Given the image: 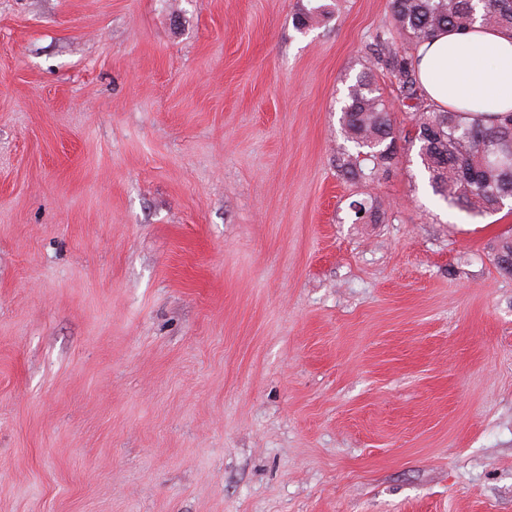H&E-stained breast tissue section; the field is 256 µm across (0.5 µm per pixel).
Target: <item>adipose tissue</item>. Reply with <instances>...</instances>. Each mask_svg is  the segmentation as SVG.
Listing matches in <instances>:
<instances>
[{"instance_id": "adipose-tissue-1", "label": "adipose tissue", "mask_w": 512, "mask_h": 512, "mask_svg": "<svg viewBox=\"0 0 512 512\" xmlns=\"http://www.w3.org/2000/svg\"><path fill=\"white\" fill-rule=\"evenodd\" d=\"M418 79L435 104L491 119L512 111V32H442L416 52Z\"/></svg>"}]
</instances>
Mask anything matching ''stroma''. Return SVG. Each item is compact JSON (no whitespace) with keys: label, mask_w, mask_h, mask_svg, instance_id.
Listing matches in <instances>:
<instances>
[{"label":"stroma","mask_w":512,"mask_h":512,"mask_svg":"<svg viewBox=\"0 0 512 512\" xmlns=\"http://www.w3.org/2000/svg\"><path fill=\"white\" fill-rule=\"evenodd\" d=\"M301 6L0 0V512H512V210L354 223ZM494 263L505 274L512 275V233L502 236L496 243Z\"/></svg>","instance_id":"35a3bbf8"}]
</instances>
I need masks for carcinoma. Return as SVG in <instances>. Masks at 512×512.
<instances>
[{"label": "carcinoma", "mask_w": 512, "mask_h": 512, "mask_svg": "<svg viewBox=\"0 0 512 512\" xmlns=\"http://www.w3.org/2000/svg\"><path fill=\"white\" fill-rule=\"evenodd\" d=\"M334 16L332 4L307 0L294 16L303 30ZM512 31V0H391L392 28L415 45L445 30L464 34L475 25ZM374 64L388 68L403 98L415 101L407 139L416 148L421 168L433 192L446 203L474 216L492 215L512 201V112L487 121L472 112L435 106L421 98L415 55L396 44L390 32L376 35ZM345 138L352 149L338 153L340 176L369 186L397 164L393 113L374 86L369 66L349 87L342 107ZM355 220L377 224L382 203L366 192L351 201ZM494 263L512 275V233L494 247Z\"/></svg>", "instance_id": "1"}]
</instances>
